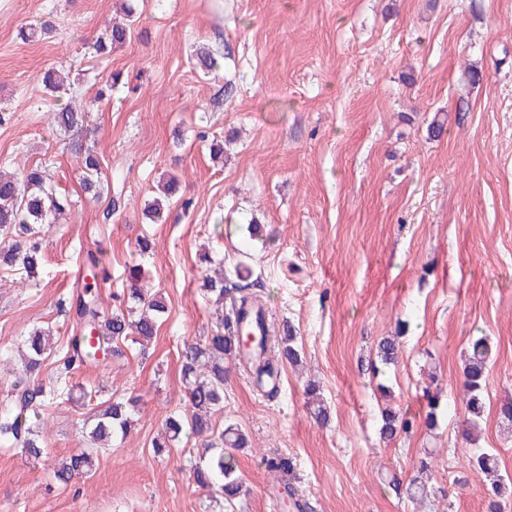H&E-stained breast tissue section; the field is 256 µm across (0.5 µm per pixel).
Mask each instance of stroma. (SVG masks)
<instances>
[{
	"label": "stroma",
	"instance_id": "stroma-1",
	"mask_svg": "<svg viewBox=\"0 0 512 512\" xmlns=\"http://www.w3.org/2000/svg\"><path fill=\"white\" fill-rule=\"evenodd\" d=\"M125 3L137 17L125 44L95 54ZM45 23L50 33L22 39ZM203 49L217 60L209 73ZM52 69L69 74L73 104L91 105L88 143L109 186L100 197L82 189L71 135L49 123L62 104L42 84ZM108 83L110 99L94 102ZM0 112V170L41 166L71 198L45 236L37 285L0 268V345L42 326L65 348L75 321L60 306L97 248L103 305L140 264L167 306L147 351L83 367L75 380L88 399L45 408L46 458L0 445V512H280L263 464L276 453L296 457L292 483L312 512H488L468 458L493 449L512 476V428L497 415L512 398V0H0ZM435 120L445 132L431 140ZM169 172L180 190L155 224L146 207ZM253 220L269 242L241 233ZM204 248L225 270L252 267L273 330L291 325L302 351L272 400L229 365L214 424L249 440L237 453L246 494L232 507L190 481L198 442L164 456L151 446L182 406L180 347L220 323L202 291ZM402 320L397 362L374 374L380 340ZM482 334L495 348L467 440L462 367ZM310 378L328 426L306 404ZM433 381L451 410L430 430L422 395ZM123 395L140 400L128 437L100 452L92 477L57 485L52 460L79 448L100 403ZM386 408L417 418L389 443ZM423 457L432 492L396 496L390 479H409Z\"/></svg>",
	"mask_w": 512,
	"mask_h": 512
}]
</instances>
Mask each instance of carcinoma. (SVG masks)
<instances>
[{"mask_svg":"<svg viewBox=\"0 0 512 512\" xmlns=\"http://www.w3.org/2000/svg\"><path fill=\"white\" fill-rule=\"evenodd\" d=\"M130 26L116 24L107 38H97L92 49L98 55L112 51V47L126 40ZM46 90L52 94L69 91L68 77L47 73L43 77ZM86 113L72 106L50 113V124L65 133L83 129ZM72 149L84 158L82 188L98 196L102 184L95 178L100 162L91 147L74 142ZM70 207V198L57 189L48 174L39 166L22 167L17 173L0 172V267H21L33 274L43 261V242L46 233L55 228ZM252 271L239 264L235 281L224 277L223 271L203 277V292L216 304L225 305L216 332L198 341H185L179 351L181 383L185 392V409L167 417L160 436L153 440L154 452L163 454L180 442L185 435L203 441L204 451L199 461L190 466L193 483L211 494L231 503L242 495L243 484L238 474V459L234 451L248 444L245 434L230 424L215 433L212 414L223 407L226 369L224 361H244L252 369L256 385L276 382L281 366L296 364L301 359L297 336L291 326L283 329L277 345L267 346V323L264 301L252 292L249 282ZM119 307L103 309L92 286L72 298L69 311L73 314L76 330L71 336L63 357L62 373L74 365H88L104 359L121 358V344L129 341L144 348L156 336L157 323L165 313L162 295L152 291L140 266L132 268L129 288L117 296ZM21 346L25 355L17 366L8 367L14 377L10 384L11 397L0 403V441L21 449L33 458L47 454L43 407L57 398L52 388L39 380L44 360L53 351L50 331L34 327L24 337ZM398 344L391 338L379 342L377 357L383 365L392 364L397 357ZM491 346L486 336H474L469 341V356L463 370V385L468 398L465 412L468 426H476L486 408L485 393L489 372ZM306 395L313 403L315 420L325 426L330 421L327 407L317 394V385L307 383ZM135 398L112 399L102 404L81 427L83 449L56 460L52 465L54 480L68 485L90 476L96 468V452L107 448L116 439L123 440L134 423L137 411ZM413 417L390 410L382 413L380 434L387 440L413 429ZM265 467L280 478L290 477L295 471L293 459L282 455L267 457ZM472 473L488 480L484 491L488 497L489 512H501V502L512 497V480L499 473L497 456L478 448L469 458ZM429 470L426 459L418 463V476L405 485L393 478L390 488L398 495L412 496L426 490L424 476Z\"/></svg>","mask_w":512,"mask_h":512,"instance_id":"1","label":"carcinoma"}]
</instances>
